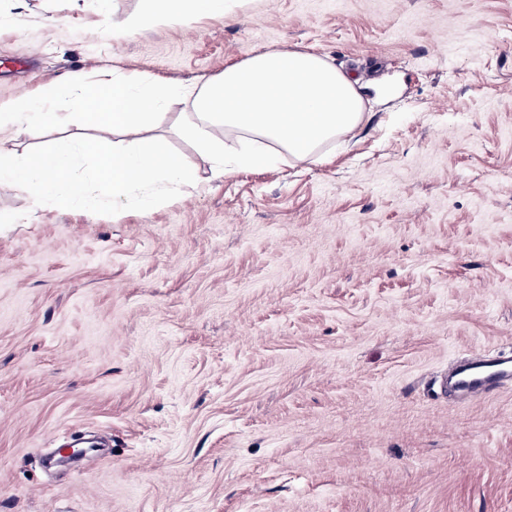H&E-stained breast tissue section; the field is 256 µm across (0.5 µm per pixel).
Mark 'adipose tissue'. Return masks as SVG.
Returning <instances> with one entry per match:
<instances>
[{"label":"adipose tissue","mask_w":512,"mask_h":512,"mask_svg":"<svg viewBox=\"0 0 512 512\" xmlns=\"http://www.w3.org/2000/svg\"><path fill=\"white\" fill-rule=\"evenodd\" d=\"M156 17L179 22L223 15L226 0H155ZM189 104L177 124L211 170L317 160L329 142L354 135L365 115L360 83L324 57L299 49L257 53L223 74L189 85L159 84L112 67L88 89L73 72L64 89L49 88L0 105V188L25 194L33 210L74 209L119 216L159 206L196 181L194 170L159 139L143 138L171 101ZM93 116L112 139H56L40 152L8 147L5 132L55 125L61 110Z\"/></svg>","instance_id":"ef3b65f1"}]
</instances>
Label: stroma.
<instances>
[{"label": "stroma", "instance_id": "obj_1", "mask_svg": "<svg viewBox=\"0 0 512 512\" xmlns=\"http://www.w3.org/2000/svg\"><path fill=\"white\" fill-rule=\"evenodd\" d=\"M121 40L73 0H0V104L118 66L164 83L301 49L366 115L294 166L202 177L149 213L31 211L0 191V512H512V0H229ZM28 128L18 149L92 136ZM106 437L48 471L56 439ZM512 381L511 356H481L461 365L452 377L453 387L464 394L485 393Z\"/></svg>", "mask_w": 512, "mask_h": 512}]
</instances>
